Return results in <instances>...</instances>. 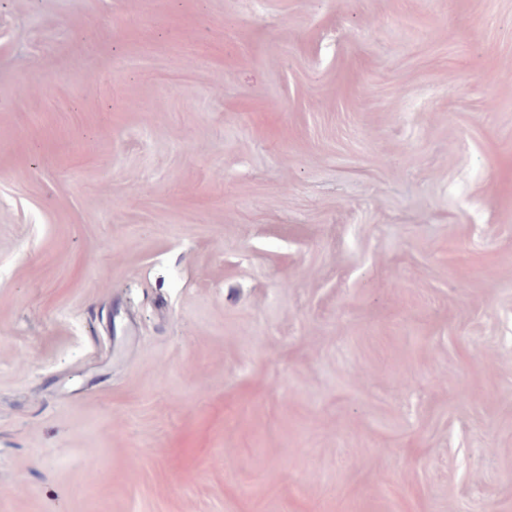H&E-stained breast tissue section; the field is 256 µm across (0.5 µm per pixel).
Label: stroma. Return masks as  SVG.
Returning <instances> with one entry per match:
<instances>
[{"instance_id": "stroma-1", "label": "stroma", "mask_w": 512, "mask_h": 512, "mask_svg": "<svg viewBox=\"0 0 512 512\" xmlns=\"http://www.w3.org/2000/svg\"><path fill=\"white\" fill-rule=\"evenodd\" d=\"M0 512H512V0H0Z\"/></svg>"}]
</instances>
